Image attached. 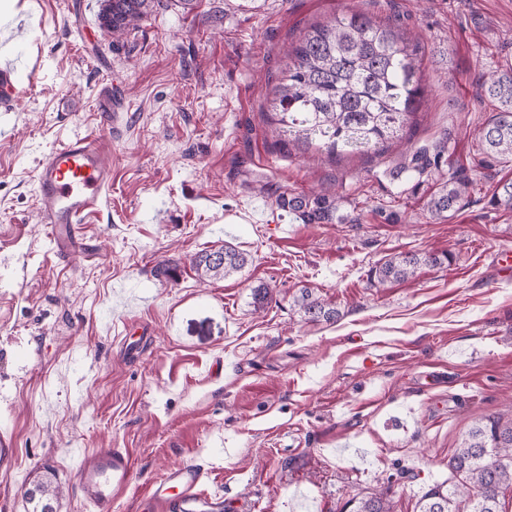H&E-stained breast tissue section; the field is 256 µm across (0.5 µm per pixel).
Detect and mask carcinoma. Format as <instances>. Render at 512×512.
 <instances>
[{
  "instance_id": "carcinoma-1",
  "label": "carcinoma",
  "mask_w": 512,
  "mask_h": 512,
  "mask_svg": "<svg viewBox=\"0 0 512 512\" xmlns=\"http://www.w3.org/2000/svg\"><path fill=\"white\" fill-rule=\"evenodd\" d=\"M152 0H103L100 28L114 39L124 35L149 10ZM484 96L495 111L477 130L475 167L492 171L512 163V66L482 75ZM424 94L418 43L391 24L373 21L355 6L333 19L314 24L288 52V63L271 89L268 119L277 125L283 145L315 147L332 160L369 156L387 142L403 140ZM451 137L407 152L392 173L395 180L413 182L412 191L427 182L433 190L424 203L427 212L445 219L460 210L473 180L450 167L443 173ZM279 208L304 224L347 222L340 215L342 198L325 188L310 194L284 191ZM489 204L512 210V180L499 183ZM449 254L398 253L370 272L378 287L406 281L422 266H441ZM247 264L246 256L229 243L199 253L193 259L205 278H226ZM298 312L310 323L333 322L339 310L302 288L295 299ZM453 480L435 483L422 494L419 512H506L512 490V414L489 415L462 438L448 460ZM390 487L348 500L346 512H390ZM32 512H52L58 490L42 482L27 492Z\"/></svg>"
}]
</instances>
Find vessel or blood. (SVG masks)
<instances>
[{"label":"vessel or blood","instance_id":"vessel-or-blood-1","mask_svg":"<svg viewBox=\"0 0 512 512\" xmlns=\"http://www.w3.org/2000/svg\"><path fill=\"white\" fill-rule=\"evenodd\" d=\"M100 141L76 135L55 148L36 173L39 208L51 227L56 251L65 259L86 254L81 226L97 210L112 184V168ZM133 465L126 449L98 448L80 470L84 500L95 512H112V503L130 484ZM204 471L179 463L156 481L144 502L145 512H223L222 496L203 488Z\"/></svg>","mask_w":512,"mask_h":512}]
</instances>
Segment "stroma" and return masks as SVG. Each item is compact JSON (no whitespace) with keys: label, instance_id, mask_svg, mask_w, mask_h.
<instances>
[{"label":"stroma","instance_id":"35a3bbf8","mask_svg":"<svg viewBox=\"0 0 512 512\" xmlns=\"http://www.w3.org/2000/svg\"><path fill=\"white\" fill-rule=\"evenodd\" d=\"M361 2L418 39L427 91L409 142L331 161L282 149L261 112L292 43L350 0H156L116 40L100 0H0V60L18 68L0 85V427L18 449L0 512H31L40 481L59 489L55 512H92L79 469L96 448L132 455L112 512H139L181 462L203 467L224 512H341L384 485L390 512H417L468 429L512 406V277L495 266L512 212L488 204L512 168L471 167L491 109L477 81L512 63V0ZM107 88L121 102L110 126ZM448 132L473 188L436 220L385 172ZM77 134L105 141L112 185L83 226L93 252L68 263L36 171ZM323 187L351 223L276 205ZM226 242L247 265L200 278L190 256ZM409 251L453 261L371 286L373 266ZM261 284L273 299L258 310ZM303 287L338 320L305 322Z\"/></svg>","mask_w":512,"mask_h":512}]
</instances>
